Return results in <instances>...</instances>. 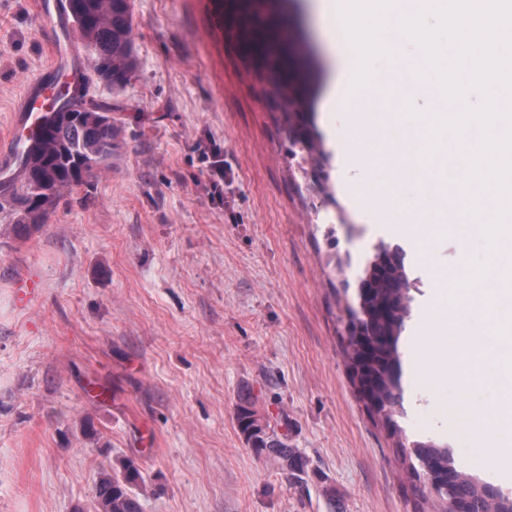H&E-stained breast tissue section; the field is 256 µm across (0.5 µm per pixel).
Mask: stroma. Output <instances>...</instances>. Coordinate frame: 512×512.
<instances>
[{"label":"stroma","mask_w":512,"mask_h":512,"mask_svg":"<svg viewBox=\"0 0 512 512\" xmlns=\"http://www.w3.org/2000/svg\"><path fill=\"white\" fill-rule=\"evenodd\" d=\"M37 0H0V138L27 85L52 60ZM136 69L123 88L93 82L122 139L111 171L64 193L33 236L0 225V512H91L96 479L132 460L142 512H427L400 449L359 401L344 357L347 296L384 241L408 251L414 314L433 282L404 229L431 197L390 169L349 165L338 133L350 108L320 109L333 60L311 8L286 0L309 56L294 72L330 154L333 195L303 178L282 104L222 20L219 0H132ZM227 175L211 201L202 153ZM377 186L383 215L358 208ZM482 240H430L434 264L462 270ZM351 264L337 268V259ZM32 272L27 309L13 283ZM309 462L308 490L243 439L241 399ZM488 392L460 395L452 377L408 388L399 423L447 443L480 444L458 420Z\"/></svg>","instance_id":"obj_1"}]
</instances>
